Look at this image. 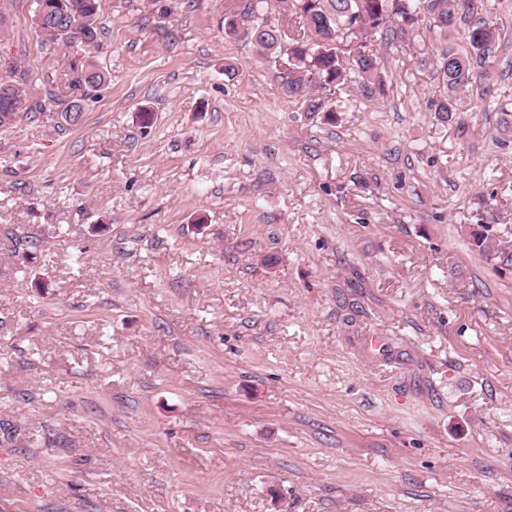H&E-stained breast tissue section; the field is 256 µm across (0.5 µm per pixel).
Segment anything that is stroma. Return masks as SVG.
<instances>
[{
    "instance_id": "obj_1",
    "label": "stroma",
    "mask_w": 512,
    "mask_h": 512,
    "mask_svg": "<svg viewBox=\"0 0 512 512\" xmlns=\"http://www.w3.org/2000/svg\"><path fill=\"white\" fill-rule=\"evenodd\" d=\"M245 3L102 0L89 54L0 0V512H512V272L469 243L512 251L499 114L437 123L424 20L323 123ZM71 71L75 74L72 84L77 89H95L105 82V74L92 60L71 61ZM22 85L12 81L2 82L0 79V124L3 122L2 116L6 117L9 112L15 111L13 107L21 103ZM477 226L482 227V229H474L469 235L472 248L484 256L497 259L502 270L512 269V253L497 248L496 245L493 244L494 239L492 238V234L489 233L491 229H489L486 224H477Z\"/></svg>"
}]
</instances>
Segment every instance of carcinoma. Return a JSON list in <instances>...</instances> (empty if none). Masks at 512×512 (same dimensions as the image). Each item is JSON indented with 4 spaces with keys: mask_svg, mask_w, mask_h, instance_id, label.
I'll list each match as a JSON object with an SVG mask.
<instances>
[{
    "mask_svg": "<svg viewBox=\"0 0 512 512\" xmlns=\"http://www.w3.org/2000/svg\"><path fill=\"white\" fill-rule=\"evenodd\" d=\"M57 14V24L38 31L49 44H80L97 48L101 0H46ZM490 0H278L285 12L279 24L260 22L246 29V37L259 54L282 53L288 67L283 81L285 95L301 104L307 115L335 119L321 89L351 83L370 101L387 97L390 85L384 62L373 43L359 40L353 27L373 30L382 44L407 46L418 32L419 16L428 15L438 36L428 65L443 92L433 98L429 111L439 124L455 126L460 135L469 131L462 109L463 98L474 91L502 114L499 142L512 140V108L490 94L495 65L502 53V32L492 18ZM73 86L95 89L105 74L92 60L73 61ZM22 85L0 81V117L21 102ZM470 244L484 256L497 259L501 269H512V253L493 244L487 225L470 232Z\"/></svg>",
    "mask_w": 512,
    "mask_h": 512,
    "instance_id": "1",
    "label": "carcinoma"
}]
</instances>
